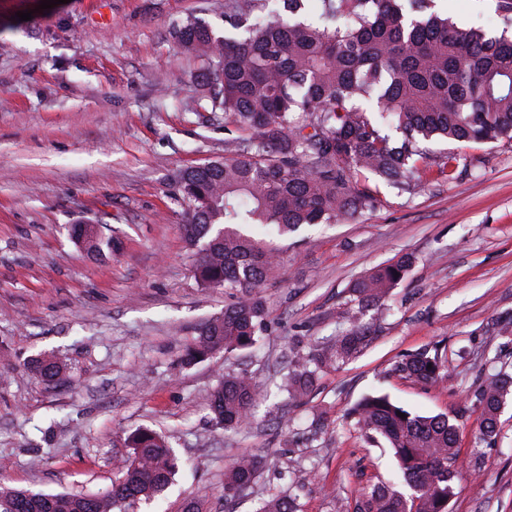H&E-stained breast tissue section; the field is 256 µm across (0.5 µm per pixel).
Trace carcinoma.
Wrapping results in <instances>:
<instances>
[{
	"label": "carcinoma",
	"instance_id": "carcinoma-1",
	"mask_svg": "<svg viewBox=\"0 0 512 512\" xmlns=\"http://www.w3.org/2000/svg\"><path fill=\"white\" fill-rule=\"evenodd\" d=\"M435 0H225L218 37L191 17L172 28L176 42L202 60L201 100L233 119L245 141L222 161L176 175L188 222L186 242L199 255L196 276L233 301L200 328L189 356L204 358L256 343L266 309L258 289L283 262L278 239L307 224H334L374 207L372 179L413 191L431 168L452 181L457 155L430 157L435 141L489 143L512 139V0H497L502 32L462 28L433 11ZM72 238L94 250L112 249L87 224ZM411 257L378 267L350 288L357 313L374 306L403 277ZM360 328L336 333L318 353L292 360L288 386L309 389L317 370L350 359L366 345ZM32 370L54 382L62 365L50 353ZM395 370L436 381L447 354L418 353ZM512 376L495 373L479 386L482 440L497 436L501 404ZM261 399L255 379L229 373L210 410L226 430L253 416ZM352 416L384 441L405 488L378 483L360 489L355 512H448L452 484L462 474L458 426L446 414L420 415L385 394L358 403ZM129 453L103 494L0 490V512H114L141 497L163 494L178 458L158 433L139 429L125 439ZM258 456L238 459L224 481V498L247 489L263 467ZM257 512H295L271 499Z\"/></svg>",
	"mask_w": 512,
	"mask_h": 512
}]
</instances>
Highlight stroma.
I'll use <instances>...</instances> for the list:
<instances>
[{"instance_id": "1", "label": "stroma", "mask_w": 512, "mask_h": 512, "mask_svg": "<svg viewBox=\"0 0 512 512\" xmlns=\"http://www.w3.org/2000/svg\"><path fill=\"white\" fill-rule=\"evenodd\" d=\"M461 26L497 29L495 0H435ZM31 12L28 21L19 20ZM224 30V0H0V488L107 490L126 436L149 428L181 460L165 499L129 512H256L293 499L298 512H354L361 487L397 478L393 454L350 412L385 394L421 414L454 417L464 477L449 512H512V395L493 443L479 435L475 392L512 374V140L460 151L459 177L402 192L372 181L374 208L282 239L284 264L260 288L267 329L256 344L185 362L198 327L231 298L194 277L196 250L174 179L238 144L223 113L200 108L199 59L170 32L188 17ZM94 224L119 244L92 252L70 229ZM411 256L403 279L360 317L366 347L285 387L295 352L349 326L351 285ZM447 352L445 378L401 376V359ZM65 366L48 383L40 353ZM270 392L237 431L216 425L210 396L228 372ZM266 463L224 497L245 455Z\"/></svg>"}]
</instances>
